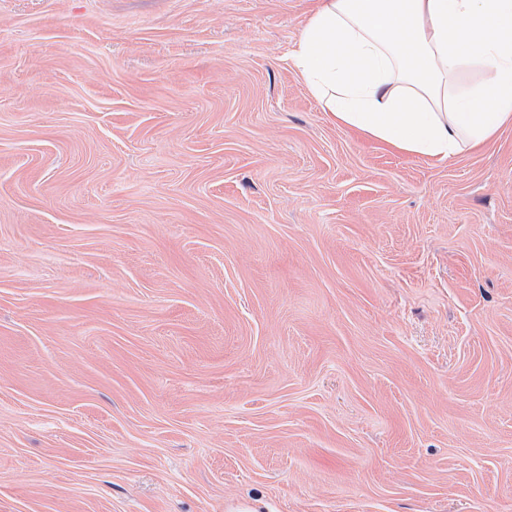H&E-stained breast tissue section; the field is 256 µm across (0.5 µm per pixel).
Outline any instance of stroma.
I'll use <instances>...</instances> for the list:
<instances>
[{
    "label": "stroma",
    "mask_w": 512,
    "mask_h": 512,
    "mask_svg": "<svg viewBox=\"0 0 512 512\" xmlns=\"http://www.w3.org/2000/svg\"><path fill=\"white\" fill-rule=\"evenodd\" d=\"M315 2L0 0V512H512V126H337Z\"/></svg>",
    "instance_id": "obj_1"
}]
</instances>
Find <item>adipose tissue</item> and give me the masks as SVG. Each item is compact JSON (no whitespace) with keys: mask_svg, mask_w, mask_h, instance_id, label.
I'll return each instance as SVG.
<instances>
[{"mask_svg":"<svg viewBox=\"0 0 512 512\" xmlns=\"http://www.w3.org/2000/svg\"><path fill=\"white\" fill-rule=\"evenodd\" d=\"M290 61L337 125L425 159L512 125V0H319Z\"/></svg>","mask_w":512,"mask_h":512,"instance_id":"1","label":"adipose tissue"}]
</instances>
